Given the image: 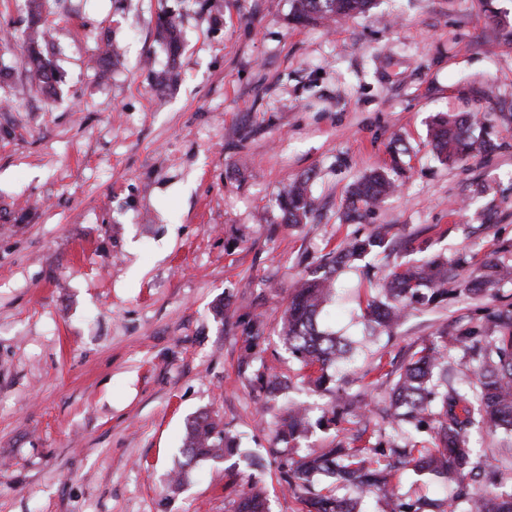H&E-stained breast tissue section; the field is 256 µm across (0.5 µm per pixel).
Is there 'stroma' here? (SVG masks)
I'll return each mask as SVG.
<instances>
[{
    "label": "stroma",
    "mask_w": 512,
    "mask_h": 512,
    "mask_svg": "<svg viewBox=\"0 0 512 512\" xmlns=\"http://www.w3.org/2000/svg\"><path fill=\"white\" fill-rule=\"evenodd\" d=\"M47 7L52 98L23 63L29 0H0V512H234L252 483L272 512H303L270 453L283 412L261 418L257 376L287 377L315 421L331 405L279 339L306 271L389 227V254L344 268L325 307L350 333L398 265L456 263L447 302L411 311L383 348L398 365L439 329L512 304L510 280L464 290L484 262L512 265V40L489 17L512 22V0H375L305 25L290 0ZM105 41L120 49L107 69ZM440 112L489 115L496 150L440 161ZM379 168L396 191L348 220L353 185ZM301 178L312 213L283 223L279 199ZM202 412L242 453L176 479ZM396 491L443 501L454 485L404 469Z\"/></svg>",
    "instance_id": "35a3bbf8"
}]
</instances>
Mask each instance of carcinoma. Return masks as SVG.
I'll list each match as a JSON object with an SVG mask.
<instances>
[{
  "label": "carcinoma",
  "instance_id": "cac0c4a2",
  "mask_svg": "<svg viewBox=\"0 0 512 512\" xmlns=\"http://www.w3.org/2000/svg\"><path fill=\"white\" fill-rule=\"evenodd\" d=\"M373 0H294L292 17L298 23L365 13ZM27 63L39 86L54 93L55 65L43 36L44 20L38 0H32L28 17ZM159 33L172 55L180 51L179 31L173 20L161 18ZM479 114L438 115L431 127V143L438 157L457 162L465 157L490 153L497 148L489 139L475 140L472 126ZM395 190L382 173L361 181L351 193L364 211L375 207ZM287 224H299L311 211L305 184L296 183L280 198ZM388 230L379 227L356 239L302 276L292 291L282 322L285 350L309 371L316 390L326 389L333 378L343 387L336 390L337 406L363 424V431L339 440L319 454L296 455L295 444L309 432V413L292 402L277 424L276 440L284 448L270 452L281 456V478L299 494L306 512H359L357 506L369 494L384 500L388 512H512V491L491 488L496 469L489 456L473 460L470 436L474 432L512 433V307L486 315L466 329H443L429 342L411 352L400 366L383 363L363 370L359 353L363 342L320 328L322 306L340 288L339 271L351 261L384 252ZM454 266L440 255L415 264L398 266L382 278L369 300L364 319L369 335H391L394 327L416 304L431 305L448 298ZM512 280V266L492 261L470 282L467 292L478 296L495 284ZM461 349L475 365L465 381L448 374L451 352ZM272 396L287 389L288 381L261 373ZM382 388L388 396L383 408L363 402L362 392ZM395 424L407 434L405 442L383 438L381 423ZM236 450L235 439L211 415L201 413L186 425L184 462L206 457H227ZM426 471L455 484L454 495L435 509L420 500L403 499L395 491L398 471ZM235 512H269L264 493L254 486L242 491Z\"/></svg>",
  "mask_w": 512,
  "mask_h": 512
}]
</instances>
